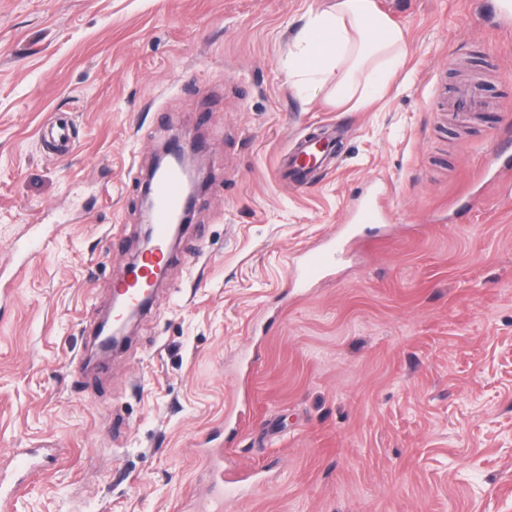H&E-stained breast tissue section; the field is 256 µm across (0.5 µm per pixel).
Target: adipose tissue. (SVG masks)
I'll return each instance as SVG.
<instances>
[{"label": "adipose tissue", "instance_id": "obj_1", "mask_svg": "<svg viewBox=\"0 0 512 512\" xmlns=\"http://www.w3.org/2000/svg\"><path fill=\"white\" fill-rule=\"evenodd\" d=\"M288 55L302 90L326 91L337 107L377 99L406 55V36L375 0H329L309 9Z\"/></svg>", "mask_w": 512, "mask_h": 512}]
</instances>
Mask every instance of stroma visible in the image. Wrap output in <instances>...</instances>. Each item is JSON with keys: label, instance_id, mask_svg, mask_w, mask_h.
<instances>
[{"label": "stroma", "instance_id": "1", "mask_svg": "<svg viewBox=\"0 0 512 512\" xmlns=\"http://www.w3.org/2000/svg\"><path fill=\"white\" fill-rule=\"evenodd\" d=\"M323 0H0V469L11 512H512V0H377L406 32L384 96L288 82ZM463 82L483 107L438 120ZM74 144L41 130L59 117ZM210 178L108 370L79 369L141 246L156 147ZM331 132L305 190L281 156ZM387 218L324 278L292 264L350 210ZM239 476L218 496L203 451ZM382 208L377 199L359 203L350 213L351 221L355 224H376L382 219Z\"/></svg>", "mask_w": 512, "mask_h": 512}]
</instances>
